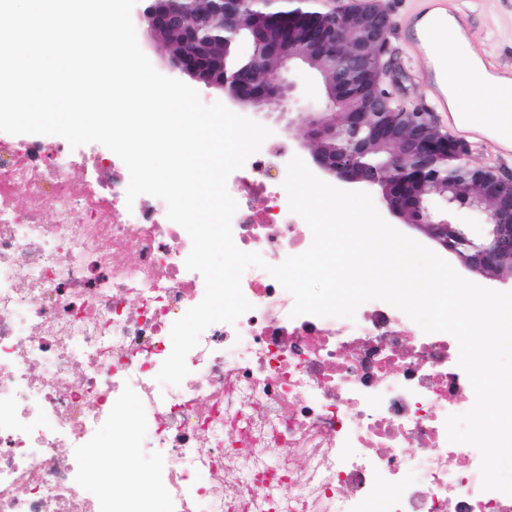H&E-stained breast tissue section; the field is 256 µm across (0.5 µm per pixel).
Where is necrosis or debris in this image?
<instances>
[{
    "instance_id": "obj_1",
    "label": "necrosis or debris",
    "mask_w": 512,
    "mask_h": 512,
    "mask_svg": "<svg viewBox=\"0 0 512 512\" xmlns=\"http://www.w3.org/2000/svg\"><path fill=\"white\" fill-rule=\"evenodd\" d=\"M287 151L265 143L227 180L236 245L272 265L312 243L270 175ZM128 182L102 145L0 132V512H512L482 489L478 450L447 439L472 398L456 339L386 302L295 317L247 270L251 310L208 327L160 387L205 283L166 202L127 203ZM107 426L124 454L87 466Z\"/></svg>"
}]
</instances>
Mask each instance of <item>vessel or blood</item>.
I'll use <instances>...</instances> for the list:
<instances>
[{
  "label": "vessel or blood",
  "mask_w": 512,
  "mask_h": 512,
  "mask_svg": "<svg viewBox=\"0 0 512 512\" xmlns=\"http://www.w3.org/2000/svg\"><path fill=\"white\" fill-rule=\"evenodd\" d=\"M449 0H425L424 10L409 17L405 24L406 37L414 50L417 66L428 76L427 87L448 125L462 139L477 143L493 140L502 155L512 154V71H505L491 61H483L488 75L487 86L493 109L491 127L469 126L463 123L454 105L448 99V85L454 74L439 65L436 49L443 29L451 21Z\"/></svg>",
  "instance_id": "obj_1"
}]
</instances>
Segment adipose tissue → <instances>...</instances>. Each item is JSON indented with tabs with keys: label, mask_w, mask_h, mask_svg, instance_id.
I'll use <instances>...</instances> for the list:
<instances>
[{
	"label": "adipose tissue",
	"mask_w": 512,
	"mask_h": 512,
	"mask_svg": "<svg viewBox=\"0 0 512 512\" xmlns=\"http://www.w3.org/2000/svg\"><path fill=\"white\" fill-rule=\"evenodd\" d=\"M441 44L446 49L449 67L456 71L463 87L462 94H459L456 99L458 111L463 112L466 122L471 124L489 121L491 118L489 112H479L473 107L474 101L483 102L488 98L484 74L475 66L468 50L461 48L457 40L446 36L442 38Z\"/></svg>",
	"instance_id": "ef3b65f1"
}]
</instances>
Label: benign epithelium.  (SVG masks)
<instances>
[{"instance_id":"1","label":"benign epithelium","mask_w":512,"mask_h":512,"mask_svg":"<svg viewBox=\"0 0 512 512\" xmlns=\"http://www.w3.org/2000/svg\"><path fill=\"white\" fill-rule=\"evenodd\" d=\"M149 40L176 32L180 48L169 55L170 71L224 91L229 102L257 118L277 104L287 113L297 82L288 77L304 61L320 59L336 69V82L324 85L327 111L309 112L301 122L307 147L315 143L369 142L391 148L377 165L361 162L346 148L312 154L326 177L347 184L376 186L389 214L422 234L472 274L512 283V173L495 167L470 169V149L443 132L436 113L402 106L394 93L399 82L388 50L390 20L380 4L351 7L337 0H139L137 10ZM310 22L306 39L298 25ZM217 42L235 43L239 56L262 55L272 79L258 86L248 72L224 64L213 53ZM370 73L387 88L364 97L349 126L336 121V95L347 83ZM474 176L470 196L437 194L430 179L454 184ZM481 224L462 221L463 214Z\"/></svg>"}]
</instances>
